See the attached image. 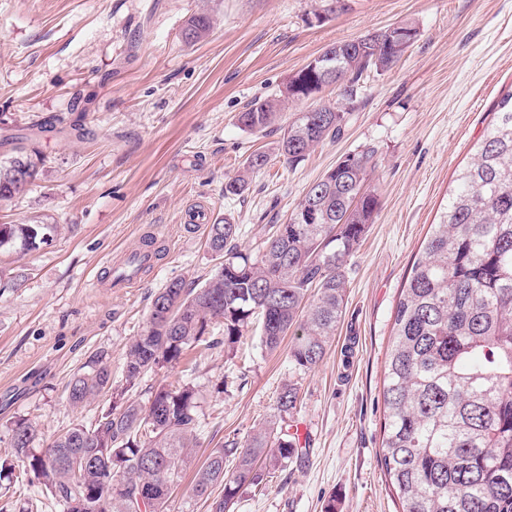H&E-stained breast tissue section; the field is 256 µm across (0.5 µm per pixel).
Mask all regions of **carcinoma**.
<instances>
[{"label": "carcinoma", "instance_id": "carcinoma-1", "mask_svg": "<svg viewBox=\"0 0 512 512\" xmlns=\"http://www.w3.org/2000/svg\"><path fill=\"white\" fill-rule=\"evenodd\" d=\"M208 14L184 25L185 42L204 39ZM370 36L334 44L323 65L307 64L286 83L284 95L258 99L237 116L241 129L260 132L290 100L308 99L334 84L327 70L349 74L337 111L317 106L294 120L274 152L290 164L341 134L348 104L363 72H385L404 55L389 44L379 50ZM0 160V201L25 191L44 166V156L6 136ZM256 153L224 186L238 196L249 174L267 165ZM376 150L348 153L306 192L286 224L274 231L257 257L233 244L238 225H206L210 250L224 261L197 289L170 282L153 300L145 329L125 353L126 389L150 370L178 362L186 348L203 345L234 352L249 326L260 342L278 349L293 332L289 356L296 369L323 360L342 316L343 268L379 206L366 187ZM52 224H0V250L23 251L50 241ZM224 326V340L210 326ZM112 388L106 364L75 375L68 399L83 406ZM295 384L282 385L279 415L297 408ZM384 425L380 457L402 512H512V92L499 102L491 128L471 162L456 178L440 223L422 244L396 307L383 381ZM196 390L160 385L149 407L134 402L102 411L94 422L73 424L44 449L34 447L35 427L11 428L15 460L67 512H168L183 472L191 467V435L197 427ZM298 441L271 420L236 443L211 449L194 466L191 492L210 512H230L243 489L259 486L266 472L292 459ZM237 457L233 471L226 459ZM13 460V461H15ZM13 461H0V472Z\"/></svg>", "mask_w": 512, "mask_h": 512}]
</instances>
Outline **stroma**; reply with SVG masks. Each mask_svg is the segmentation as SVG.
Returning <instances> with one entry per match:
<instances>
[{"instance_id": "obj_1", "label": "stroma", "mask_w": 512, "mask_h": 512, "mask_svg": "<svg viewBox=\"0 0 512 512\" xmlns=\"http://www.w3.org/2000/svg\"><path fill=\"white\" fill-rule=\"evenodd\" d=\"M320 0H0V136L46 158L24 193L0 201V224H51L49 244L0 251V457L24 419L47 447L76 422L91 423L110 394L82 407L67 383L103 360L112 389L148 405L162 383L197 392L196 459L228 441L245 445L276 419L288 381L299 388L292 419L307 439L233 512H400L384 474L382 385L393 317L430 225L438 223L458 172L487 134L499 99L512 91V0H349L321 23ZM207 12L203 40L181 39L185 21ZM403 22L418 36L388 71L362 76L341 136L288 165L271 150L283 128L341 89L288 101L261 132L237 116L280 96L291 75L329 46ZM82 112L81 131L64 119ZM60 116L52 129L36 123ZM370 145L378 164L367 184L380 207L346 266L340 327L323 359L295 369L287 347L268 352L250 328L235 357L197 348L185 359L125 382V351L149 318L156 293L174 280L200 288L221 259L204 230L182 216L238 226L235 244L261 252L269 225L289 218L309 187L344 155ZM257 151L268 164L240 196L224 185ZM155 259L134 287H111L131 252ZM223 391H216V384ZM0 512H65L32 475L0 481Z\"/></svg>"}]
</instances>
